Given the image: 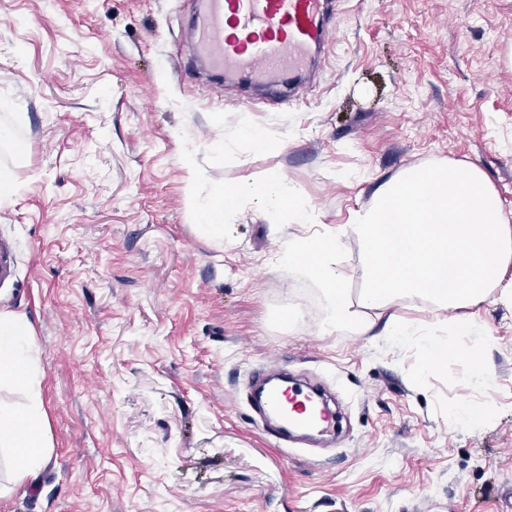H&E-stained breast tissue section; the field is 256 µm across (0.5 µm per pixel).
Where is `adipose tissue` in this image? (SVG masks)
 Listing matches in <instances>:
<instances>
[{
  "mask_svg": "<svg viewBox=\"0 0 512 512\" xmlns=\"http://www.w3.org/2000/svg\"><path fill=\"white\" fill-rule=\"evenodd\" d=\"M251 202L262 210L288 207L292 223L309 221L305 202L288 197L278 184L240 185L224 189V204L209 202L198 205L205 229L215 240H223V216ZM34 327L28 317L0 311V386L11 385L24 391L25 407L0 401V460L7 462L13 488H21L35 470L48 459L50 446L47 413L43 408L32 356Z\"/></svg>",
  "mask_w": 512,
  "mask_h": 512,
  "instance_id": "1",
  "label": "adipose tissue"
}]
</instances>
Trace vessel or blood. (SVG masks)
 Masks as SVG:
<instances>
[{"label": "vessel or blood", "mask_w": 512, "mask_h": 512, "mask_svg": "<svg viewBox=\"0 0 512 512\" xmlns=\"http://www.w3.org/2000/svg\"><path fill=\"white\" fill-rule=\"evenodd\" d=\"M193 30L197 56L228 77H245L288 95L287 78L306 72L312 47L329 40L332 8L329 0H202ZM302 387L270 386L268 379L255 384V407L264 416L267 433L285 443L293 433L312 428L327 434L336 429V414L328 406L306 404Z\"/></svg>", "instance_id": "b4317fda"}]
</instances>
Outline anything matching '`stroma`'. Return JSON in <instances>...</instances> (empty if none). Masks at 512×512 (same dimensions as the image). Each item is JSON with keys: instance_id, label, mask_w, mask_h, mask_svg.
I'll use <instances>...</instances> for the list:
<instances>
[{"instance_id": "1", "label": "stroma", "mask_w": 512, "mask_h": 512, "mask_svg": "<svg viewBox=\"0 0 512 512\" xmlns=\"http://www.w3.org/2000/svg\"><path fill=\"white\" fill-rule=\"evenodd\" d=\"M200 0H0V310L36 333L48 462L0 512H512V306L467 312L491 344L423 369L388 315L459 342L455 310L363 305L373 332L327 331L281 306L292 237L335 232L385 179L472 163L512 208V0H336L335 34L288 103L197 73ZM272 142L255 150L243 127ZM225 138L223 149L214 140ZM285 181L311 206L245 205L224 243L187 195ZM321 385L342 415L327 445L268 436L247 395L272 368ZM489 416L464 429L462 397Z\"/></svg>"}]
</instances>
